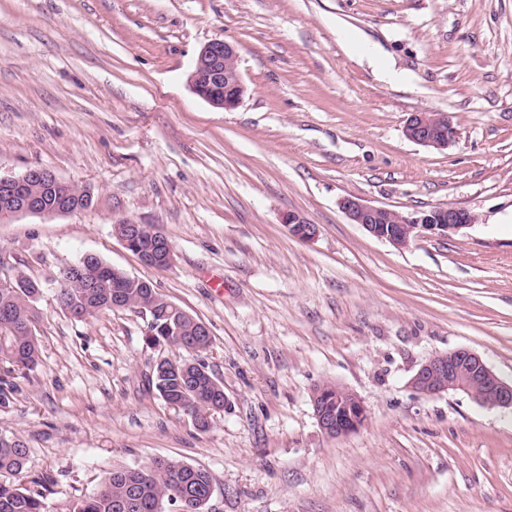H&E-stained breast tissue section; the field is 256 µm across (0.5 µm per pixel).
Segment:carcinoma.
I'll list each match as a JSON object with an SVG mask.
<instances>
[{"mask_svg":"<svg viewBox=\"0 0 512 512\" xmlns=\"http://www.w3.org/2000/svg\"><path fill=\"white\" fill-rule=\"evenodd\" d=\"M68 201L88 208L93 196L88 188L71 186ZM88 277L99 278V288H89L83 279L57 277V299L65 309H75L86 318L112 311V299L128 310L145 311L150 319L149 342L178 345L197 354L208 351L212 338L198 335L197 319L170 315L172 307L164 302L154 286L115 269L102 259L88 268ZM13 287L0 288V354L20 370L32 371L40 361L37 336L36 303L42 293L40 283L18 271L12 274ZM208 367L200 360L176 362L161 375L152 378L161 398L170 404L188 406V419L200 431L210 426L217 404L224 403V387H215L205 375ZM320 401L334 416L344 421L354 415V407L336 395V385L324 384ZM28 448L16 436L0 435V473L16 475L23 470ZM212 477L205 469H192L189 464L167 458L164 464L151 468H131L106 473L97 490L70 505L69 512H157L163 508L185 506L188 499L197 506L195 512H207V497ZM0 512H50L42 492L0 482Z\"/></svg>","mask_w":512,"mask_h":512,"instance_id":"carcinoma-1","label":"carcinoma"}]
</instances>
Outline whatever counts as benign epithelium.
Returning <instances> with one entry per match:
<instances>
[{
  "label": "benign epithelium",
  "mask_w": 512,
  "mask_h": 512,
  "mask_svg": "<svg viewBox=\"0 0 512 512\" xmlns=\"http://www.w3.org/2000/svg\"><path fill=\"white\" fill-rule=\"evenodd\" d=\"M198 61L190 74L194 92L213 107L236 108L246 93L236 46L226 40L210 42L202 49ZM404 134L416 144L446 148L455 140L456 129L446 112H413L405 122ZM35 175L44 185L42 196L26 191L28 182ZM64 187V182L55 174L42 168L29 169L21 175L1 174L0 221L6 223L22 216H62L75 212L76 208L66 201ZM340 206L352 223L397 248H405L420 237L446 236L477 223V217L471 211L450 205L405 215L348 196L341 200ZM283 223L293 236L304 241L314 239L318 232L316 225L308 223L296 212L286 213ZM113 234L126 249L134 250L145 266L166 269L174 262L173 246L157 224L150 228L131 220H119L113 225ZM146 234L152 246L143 249L139 240ZM410 386L425 397L458 389L484 405L512 409V383L502 381L479 355L468 349L430 357L412 376ZM343 394L356 404L357 409V416L348 424L332 418L324 406L314 403L318 426L330 438L345 437L357 431L367 419L363 402L347 389Z\"/></svg>",
  "instance_id": "benign-epithelium-1"
}]
</instances>
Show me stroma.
<instances>
[{
  "instance_id": "obj_1",
  "label": "stroma",
  "mask_w": 512,
  "mask_h": 512,
  "mask_svg": "<svg viewBox=\"0 0 512 512\" xmlns=\"http://www.w3.org/2000/svg\"><path fill=\"white\" fill-rule=\"evenodd\" d=\"M216 40L247 87L228 111L189 83ZM414 112L448 113L455 141H409ZM37 167L93 191L0 223V256L43 287L40 365L0 361V434L29 449L14 483L51 474L50 512L158 457L209 471V512H512V411L409 384L459 348L512 382V0H0V173ZM347 196L479 221L398 249L349 221ZM121 219L160 225L173 265H142ZM88 253L210 328L208 430L150 384L191 351L149 344L138 312L61 308L55 279ZM327 382L363 401L357 432H321ZM282 221L283 224H287L291 234L298 239L309 241L317 235L316 225L308 223L299 213L288 212L283 216Z\"/></svg>"
}]
</instances>
